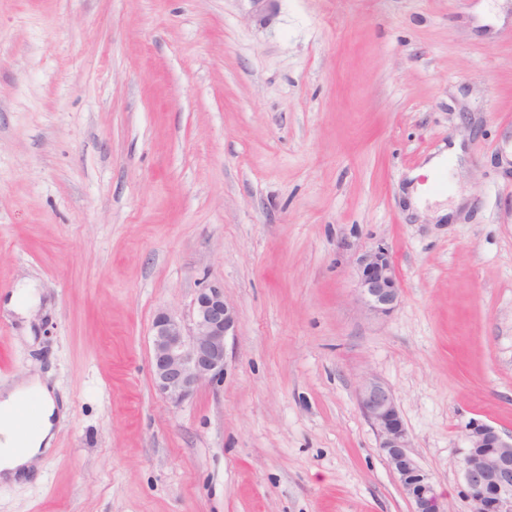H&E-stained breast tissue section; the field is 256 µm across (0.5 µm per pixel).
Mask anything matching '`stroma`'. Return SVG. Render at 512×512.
<instances>
[{
  "label": "stroma",
  "instance_id": "1",
  "mask_svg": "<svg viewBox=\"0 0 512 512\" xmlns=\"http://www.w3.org/2000/svg\"><path fill=\"white\" fill-rule=\"evenodd\" d=\"M451 139L435 224L403 190ZM214 284L237 333L175 408L152 323ZM35 366L67 417L0 512H411L369 378L470 512L465 426L512 431V0H0V383ZM355 276L358 301L368 314L385 317L398 307L400 282L387 247L378 245L360 254Z\"/></svg>",
  "mask_w": 512,
  "mask_h": 512
}]
</instances>
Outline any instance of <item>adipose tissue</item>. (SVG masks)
Returning <instances> with one entry per match:
<instances>
[{"label": "adipose tissue", "instance_id": "1", "mask_svg": "<svg viewBox=\"0 0 512 512\" xmlns=\"http://www.w3.org/2000/svg\"><path fill=\"white\" fill-rule=\"evenodd\" d=\"M30 399L37 401L38 411L32 430L24 434L14 413ZM62 417L53 387L40 374L0 389V482L13 483L30 476L34 460L51 448Z\"/></svg>", "mask_w": 512, "mask_h": 512}]
</instances>
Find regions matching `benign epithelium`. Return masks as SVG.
<instances>
[{
  "label": "benign epithelium",
  "instance_id": "7a95c632",
  "mask_svg": "<svg viewBox=\"0 0 512 512\" xmlns=\"http://www.w3.org/2000/svg\"><path fill=\"white\" fill-rule=\"evenodd\" d=\"M355 276L358 301L367 313L385 317L398 307L400 282L387 247L378 245L360 254ZM234 335L236 311L221 285L198 291L187 322L160 312L152 324L154 386L171 404H182L205 380L224 374L227 338ZM358 402L411 512H445L435 481L410 451L408 431L391 390L368 380ZM464 443L458 466L470 512H512V432L472 420L465 427Z\"/></svg>",
  "mask_w": 512,
  "mask_h": 512
}]
</instances>
